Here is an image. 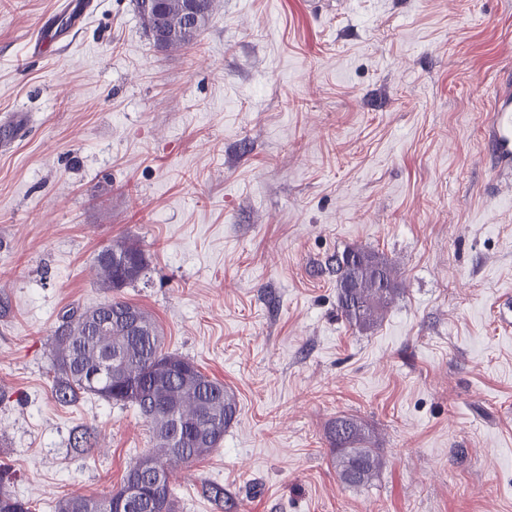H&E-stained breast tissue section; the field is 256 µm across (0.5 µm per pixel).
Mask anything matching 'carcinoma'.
Wrapping results in <instances>:
<instances>
[{
  "mask_svg": "<svg viewBox=\"0 0 512 512\" xmlns=\"http://www.w3.org/2000/svg\"><path fill=\"white\" fill-rule=\"evenodd\" d=\"M187 0H160L159 14H139L145 33L155 18L169 31L161 45L165 50L191 48L214 11L215 0H196L201 14L198 29L188 31ZM96 263L101 287L119 291L144 275L145 253L140 245L124 238L100 250ZM338 302L345 319L360 329L377 326L399 295L391 260L362 246L351 247L336 257ZM134 311L146 331L137 333L120 321ZM53 389L56 400L70 405L82 395L137 409L147 422L163 454H145L129 468L119 488L102 496H64L53 512H112L129 490L139 470L153 464L166 473L162 487L146 499L138 512H177V495L171 481L173 467L200 460L218 448L224 431L234 421L237 403L224 384L204 374L194 361L163 348V336L148 312L115 296L95 307L70 310L53 336ZM96 378H91V375ZM184 421L179 444L172 443L173 415ZM88 427L75 430L74 449L93 452ZM332 464L339 480L348 487L371 484L383 468L372 430L355 417H338L328 428ZM0 512H31L28 503L0 486Z\"/></svg>",
  "mask_w": 512,
  "mask_h": 512,
  "instance_id": "obj_1",
  "label": "carcinoma"
}]
</instances>
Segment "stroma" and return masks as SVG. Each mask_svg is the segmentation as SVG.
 Instances as JSON below:
<instances>
[{"instance_id":"1","label":"stroma","mask_w":512,"mask_h":512,"mask_svg":"<svg viewBox=\"0 0 512 512\" xmlns=\"http://www.w3.org/2000/svg\"><path fill=\"white\" fill-rule=\"evenodd\" d=\"M60 2L0 0V485L47 512L152 452L134 407L52 394L53 333L110 299L96 256L127 237L122 297L237 402L179 512H512V164L486 133L512 0H216L187 52L132 0ZM44 23L65 41L29 54ZM354 245L400 286L369 331L325 268ZM344 415L385 460L359 489ZM105 254H111L112 262L103 263L102 257ZM115 256H118V261H114ZM96 263L101 271V288L111 292L134 284L144 276L147 268L144 251L137 242L129 238L103 247L97 255ZM327 434L332 464L343 484L359 488L379 476L384 462L367 424L355 417H338L330 424Z\"/></svg>"}]
</instances>
